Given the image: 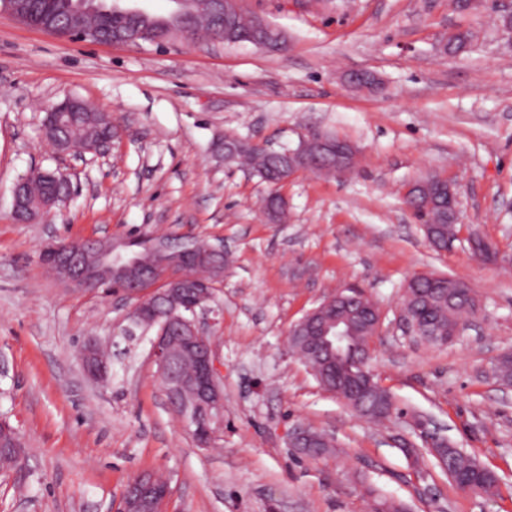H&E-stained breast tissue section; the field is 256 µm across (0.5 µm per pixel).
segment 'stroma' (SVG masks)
<instances>
[{
  "instance_id": "1",
  "label": "stroma",
  "mask_w": 512,
  "mask_h": 512,
  "mask_svg": "<svg viewBox=\"0 0 512 512\" xmlns=\"http://www.w3.org/2000/svg\"><path fill=\"white\" fill-rule=\"evenodd\" d=\"M279 29L282 50L248 43L157 46L62 38L0 14V419L25 460L0 472V512H113L146 474L170 483L168 512H512V385L492 368L512 352V0H238ZM470 43L445 56L449 32ZM375 72L359 90L346 73ZM78 97L111 112L105 156L55 154L42 126ZM358 149L345 176L301 171L278 188L226 165L232 133L278 149L308 131ZM66 170L72 195L40 221L17 223L12 192L33 169ZM436 175L456 184L459 238L439 253L405 195ZM278 191L283 220L265 211ZM189 235L223 245L220 317L206 331L220 362L224 424L197 447L169 406L149 358L154 331L114 354L96 383L78 355L87 336L119 341L132 303L88 293L39 263L51 237ZM478 235L497 259L474 256ZM437 272L465 279L479 304L454 342L404 335V285ZM349 286L385 319L372 369L400 412L373 424L322 389L288 351L289 329ZM499 476L459 488L415 462L413 416ZM332 435L307 456L294 428Z\"/></svg>"
}]
</instances>
